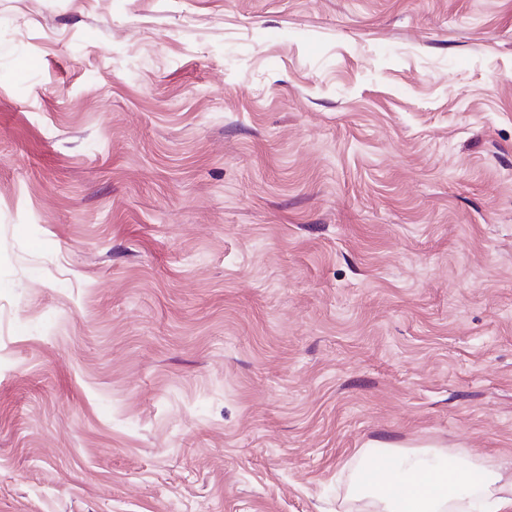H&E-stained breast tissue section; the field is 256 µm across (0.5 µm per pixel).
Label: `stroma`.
<instances>
[{"label": "stroma", "instance_id": "1", "mask_svg": "<svg viewBox=\"0 0 512 512\" xmlns=\"http://www.w3.org/2000/svg\"><path fill=\"white\" fill-rule=\"evenodd\" d=\"M512 475V0H0V512H356ZM435 456V459L429 458ZM361 474L375 470L372 483L360 476L353 494L377 512H511L512 482H503L499 466L444 454L442 448L394 451L373 458L362 454ZM433 462V463H431ZM474 501L465 503L468 498Z\"/></svg>", "mask_w": 512, "mask_h": 512}]
</instances>
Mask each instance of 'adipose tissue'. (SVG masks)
<instances>
[{
    "instance_id": "adipose-tissue-1",
    "label": "adipose tissue",
    "mask_w": 512,
    "mask_h": 512,
    "mask_svg": "<svg viewBox=\"0 0 512 512\" xmlns=\"http://www.w3.org/2000/svg\"><path fill=\"white\" fill-rule=\"evenodd\" d=\"M362 470L375 479L356 481L353 493L372 512H512V482L500 467L464 460L443 449L395 451L385 457L361 455Z\"/></svg>"
}]
</instances>
